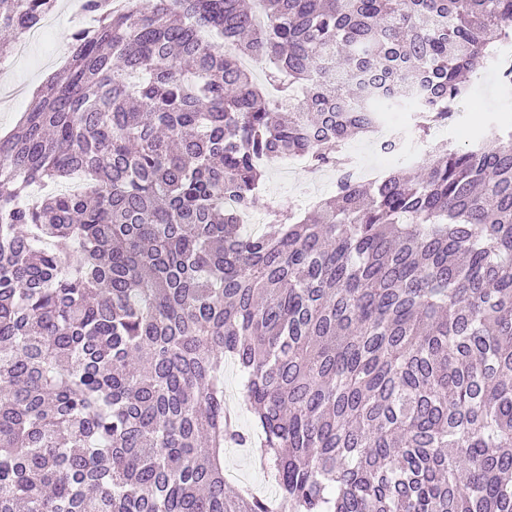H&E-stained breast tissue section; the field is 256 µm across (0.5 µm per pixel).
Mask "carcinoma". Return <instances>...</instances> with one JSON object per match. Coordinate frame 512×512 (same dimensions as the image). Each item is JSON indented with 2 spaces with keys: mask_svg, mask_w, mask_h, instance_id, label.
<instances>
[{
  "mask_svg": "<svg viewBox=\"0 0 512 512\" xmlns=\"http://www.w3.org/2000/svg\"><path fill=\"white\" fill-rule=\"evenodd\" d=\"M58 2L0 0V61ZM258 4L83 0L0 139V512H512V131L375 182L337 155L403 99L447 121L512 0ZM285 156L336 193L247 235L224 197ZM224 394L226 401L234 406L237 421L244 429L251 428V414L239 403L240 400V378L235 364L228 358H224ZM224 472L231 486L247 484L263 490L275 484L267 474L254 462L248 453H242L238 448H224Z\"/></svg>",
  "mask_w": 512,
  "mask_h": 512,
  "instance_id": "carcinoma-1",
  "label": "carcinoma"
}]
</instances>
